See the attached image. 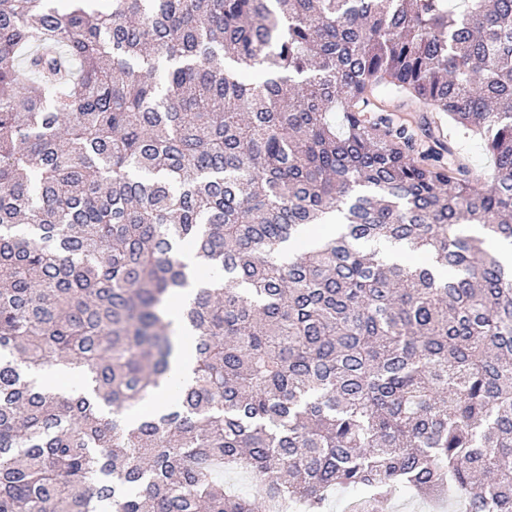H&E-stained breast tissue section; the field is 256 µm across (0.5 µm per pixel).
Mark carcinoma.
<instances>
[{
    "instance_id": "obj_1",
    "label": "carcinoma",
    "mask_w": 512,
    "mask_h": 512,
    "mask_svg": "<svg viewBox=\"0 0 512 512\" xmlns=\"http://www.w3.org/2000/svg\"><path fill=\"white\" fill-rule=\"evenodd\" d=\"M58 2L0 0V512H512V0ZM428 120L436 136L454 146L460 160L476 177H487L492 172L493 161L486 144L478 136L464 135L458 128L448 125V119L435 112H428ZM194 352L191 342L187 336H181V351L177 360L174 362L171 371V378L174 381H180L185 378L187 370L193 365ZM394 499L395 502L391 507H388L387 504H376L375 508L378 510L375 512H425L426 509L436 502L418 497L411 488L397 490ZM395 503H397L398 509H395Z\"/></svg>"
}]
</instances>
